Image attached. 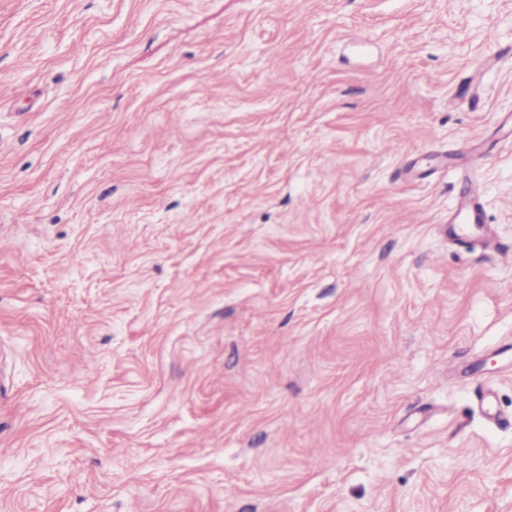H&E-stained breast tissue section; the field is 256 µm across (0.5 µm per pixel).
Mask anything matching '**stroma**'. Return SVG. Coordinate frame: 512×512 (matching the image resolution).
Segmentation results:
<instances>
[{"label":"stroma","mask_w":512,"mask_h":512,"mask_svg":"<svg viewBox=\"0 0 512 512\" xmlns=\"http://www.w3.org/2000/svg\"><path fill=\"white\" fill-rule=\"evenodd\" d=\"M494 41L512 0H0V512H512ZM482 200V192L476 179L465 177L456 210L448 220V226L455 234L454 238L463 239L475 236L482 228H484V232L479 236L487 235ZM456 225H458L457 228Z\"/></svg>","instance_id":"35a3bbf8"}]
</instances>
